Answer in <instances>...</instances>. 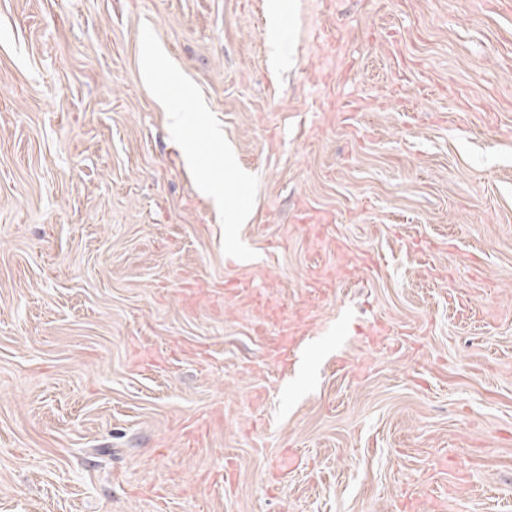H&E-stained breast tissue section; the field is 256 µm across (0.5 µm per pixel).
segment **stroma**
<instances>
[{"mask_svg":"<svg viewBox=\"0 0 512 512\" xmlns=\"http://www.w3.org/2000/svg\"><path fill=\"white\" fill-rule=\"evenodd\" d=\"M267 2L0 0V512H512V0Z\"/></svg>","mask_w":512,"mask_h":512,"instance_id":"35a3bbf8","label":"stroma"}]
</instances>
